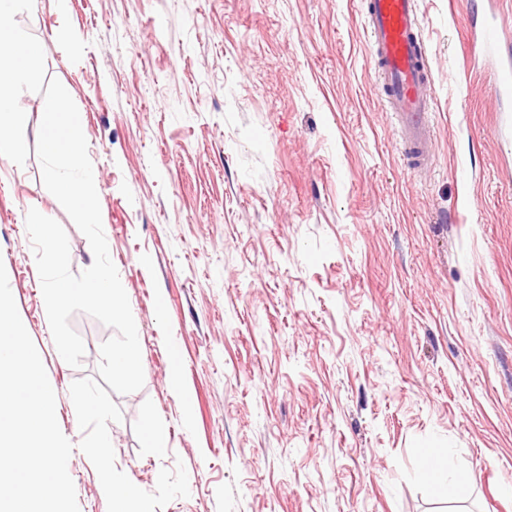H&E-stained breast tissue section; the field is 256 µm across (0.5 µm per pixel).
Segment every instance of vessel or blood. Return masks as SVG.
I'll return each instance as SVG.
<instances>
[{
  "label": "vessel or blood",
  "instance_id": "obj_1",
  "mask_svg": "<svg viewBox=\"0 0 512 512\" xmlns=\"http://www.w3.org/2000/svg\"><path fill=\"white\" fill-rule=\"evenodd\" d=\"M367 32L377 77L414 167L427 166L434 137L432 75L421 38L415 0H368ZM481 46L493 62L498 99H512V38L495 17L484 18Z\"/></svg>",
  "mask_w": 512,
  "mask_h": 512
}]
</instances>
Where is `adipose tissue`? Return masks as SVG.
<instances>
[{"instance_id": "1", "label": "adipose tissue", "mask_w": 512, "mask_h": 512, "mask_svg": "<svg viewBox=\"0 0 512 512\" xmlns=\"http://www.w3.org/2000/svg\"><path fill=\"white\" fill-rule=\"evenodd\" d=\"M19 0H0V160L15 162L23 153L20 128L25 106L20 89L32 79L37 45L13 24ZM420 472L446 495L455 499L462 477L451 469L452 448H419L415 451Z\"/></svg>"}]
</instances>
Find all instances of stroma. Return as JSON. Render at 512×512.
Returning <instances> with one entry per match:
<instances>
[{"mask_svg":"<svg viewBox=\"0 0 512 512\" xmlns=\"http://www.w3.org/2000/svg\"><path fill=\"white\" fill-rule=\"evenodd\" d=\"M471 0H416L433 161L410 167L378 89L367 0H38L24 149L0 161V262L74 446L79 512H512V112L469 52ZM84 45L75 48L73 34ZM100 173L144 385L98 373L113 328L49 327L29 209L85 235L35 153L50 79ZM91 391L102 415L82 412ZM169 435L165 455L146 422ZM108 430L105 456L89 445ZM454 448V501L413 450Z\"/></svg>","mask_w":512,"mask_h":512,"instance_id":"obj_1","label":"stroma"}]
</instances>
